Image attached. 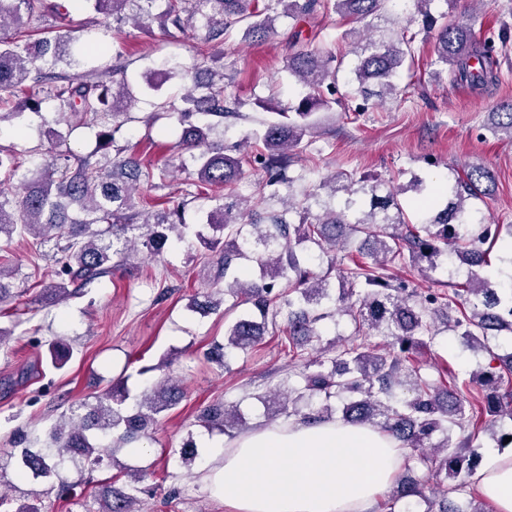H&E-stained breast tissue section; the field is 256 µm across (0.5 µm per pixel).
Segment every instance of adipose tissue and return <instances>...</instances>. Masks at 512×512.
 <instances>
[{
	"label": "adipose tissue",
	"instance_id": "1",
	"mask_svg": "<svg viewBox=\"0 0 512 512\" xmlns=\"http://www.w3.org/2000/svg\"><path fill=\"white\" fill-rule=\"evenodd\" d=\"M401 458L397 443L369 426L287 421L226 443L203 480L229 512H370ZM473 480L495 512H512L511 453H488Z\"/></svg>",
	"mask_w": 512,
	"mask_h": 512
}]
</instances>
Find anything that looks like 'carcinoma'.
Listing matches in <instances>:
<instances>
[{
	"mask_svg": "<svg viewBox=\"0 0 512 512\" xmlns=\"http://www.w3.org/2000/svg\"><path fill=\"white\" fill-rule=\"evenodd\" d=\"M389 0H0V32L11 24L15 33L0 35V94L29 90L17 108L41 109L42 89L58 102L57 116L71 113L87 128L97 129L104 149L100 159L78 158L58 163L46 153L33 151L24 168L0 150V238L30 236L40 245H50L52 260L60 266L62 279L52 292L55 298L71 296V288H83L110 274L118 266L114 258L145 249L160 254L175 239L185 241L200 231L185 223V203L147 210L140 200L142 185L158 187L152 168L126 154L120 144L124 127L134 121L133 89L156 91L169 79L191 78L181 96H160L158 112L178 115L182 129L178 147L190 153L193 178L224 187L215 199L207 224L224 237V246L213 262L214 283H224L202 298L190 299L192 311L217 310L226 296L240 299L251 311L225 328L224 342L212 344L207 359L220 365L231 353L253 349L262 336L283 334L291 359L298 361L303 387L296 397L279 389L261 396L268 421L300 417L307 423L334 416L329 401L346 393L341 419L367 425L391 436L400 447L414 452L413 459L448 485L439 499L426 496L420 484L403 473L387 502L388 512L404 504L405 512L421 502L423 512H486L470 500L459 504L456 496L466 492L464 477L474 474L472 436L480 429L499 433L501 447L512 444L505 437L501 418L512 420V352L493 351L490 340L507 331L512 334V289L492 282L485 275L491 259L512 270L511 224H485L474 216L469 200L478 198L483 184L493 182L491 171L471 164L454 182L430 190L429 206L420 222L404 216L398 195L383 182L361 183L340 172L322 181L304 199L293 195V184L302 176L288 173L291 153L306 147L320 129L318 111L331 110L345 94L338 86L336 56L310 45L288 55L286 69L304 90L298 105L278 113L279 120L264 133L231 147L210 140L216 128L242 119L243 103L226 93L224 68H214L218 57L198 52L192 69L174 58H164L140 83L128 75L122 42L112 43V93L101 81L107 69L72 57V47L81 41H96L95 28L68 26L52 37L32 39L29 23L36 14L63 18L69 9L90 4L102 23L124 24L133 20L146 28L156 22L163 30L185 31L202 21L204 42L209 43L244 31L247 38H264L276 29L280 17L299 20L324 18L334 13L361 22L341 38L354 41L357 58L353 69L355 92L365 100L385 99L395 94V79L407 59L414 57L415 36L400 32L390 40L377 39L373 20L380 17ZM423 14V28L434 33L435 62L450 68L454 82L485 89L499 82L501 58L512 45V27L476 34L466 21L448 20L428 13L433 0H413ZM63 63L66 71L55 67ZM491 130L512 141V101L492 113ZM263 172L257 194L274 200L280 208L251 209L249 199L237 193L244 166ZM18 182L24 193L15 199L7 186ZM347 253L350 265L328 257L335 249ZM251 256L258 275L236 270V260ZM328 258V271L313 270L314 261ZM448 261L449 275L464 274L462 283L448 280L450 291L428 288L423 292L394 284L386 268L408 263L422 272ZM341 283L334 293L331 270ZM350 317L354 326L347 343L324 347L314 342L320 336L318 323L334 314ZM466 339L475 352L488 356L487 366L466 379H456L440 389L406 357L416 346L432 341L441 330ZM393 338L392 349L380 351L367 343L370 332ZM183 398L173 378L163 377L139 394L130 396L125 380L118 379L95 403L70 407L49 430L46 440L27 432L18 435L15 449L7 454L19 477L34 484L49 485L48 492L62 498L73 484L60 479L70 464L92 470L103 464V451L129 447L160 424L162 416ZM201 426L231 432L243 424L234 405L215 402L198 418ZM462 432L453 441L448 431ZM183 467H196L198 452L192 442L173 450ZM126 483L112 477L101 485L105 512H140L135 508L142 474L129 469Z\"/></svg>",
	"mask_w": 512,
	"mask_h": 512,
	"instance_id": "obj_1",
	"label": "carcinoma"
}]
</instances>
